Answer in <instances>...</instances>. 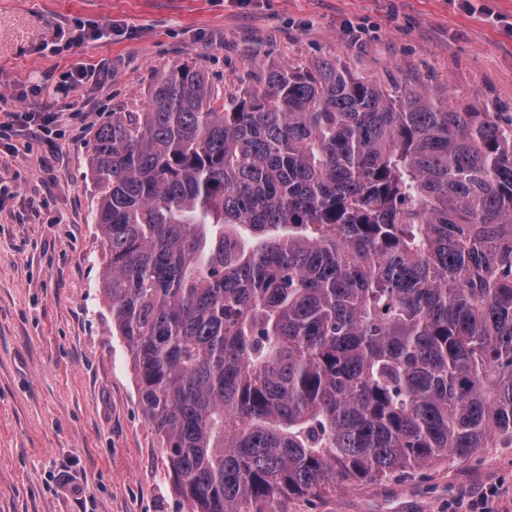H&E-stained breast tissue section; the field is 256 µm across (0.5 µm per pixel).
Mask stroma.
Returning a JSON list of instances; mask_svg holds the SVG:
<instances>
[{
	"instance_id": "1",
	"label": "stroma",
	"mask_w": 512,
	"mask_h": 512,
	"mask_svg": "<svg viewBox=\"0 0 512 512\" xmlns=\"http://www.w3.org/2000/svg\"><path fill=\"white\" fill-rule=\"evenodd\" d=\"M0 0V95L9 111L63 113L46 147L0 152V512H189L146 420L129 353L112 333L99 280L107 258L93 134L116 112L146 111L155 77L186 64L219 96L268 71L339 59L351 74L474 112L512 113V0ZM499 23L488 21V14ZM118 33L43 52L58 27ZM95 86L64 88L78 65ZM81 110L84 120L70 119ZM497 491L512 512V447L451 454L270 512H455Z\"/></svg>"
}]
</instances>
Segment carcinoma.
I'll list each match as a JSON object with an SVG mask.
<instances>
[{"instance_id": "1", "label": "carcinoma", "mask_w": 512, "mask_h": 512, "mask_svg": "<svg viewBox=\"0 0 512 512\" xmlns=\"http://www.w3.org/2000/svg\"><path fill=\"white\" fill-rule=\"evenodd\" d=\"M100 288L190 512L512 444V115L190 66L95 133Z\"/></svg>"}]
</instances>
